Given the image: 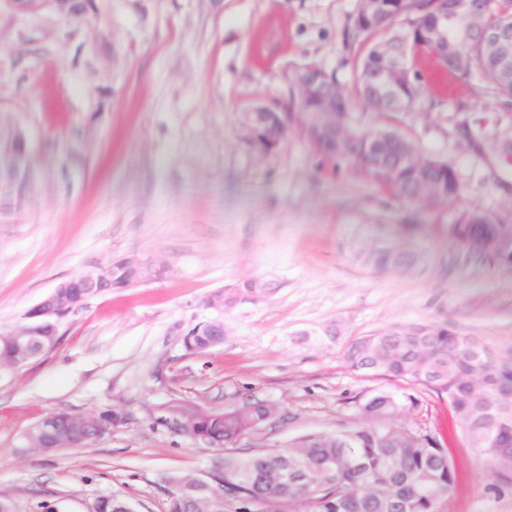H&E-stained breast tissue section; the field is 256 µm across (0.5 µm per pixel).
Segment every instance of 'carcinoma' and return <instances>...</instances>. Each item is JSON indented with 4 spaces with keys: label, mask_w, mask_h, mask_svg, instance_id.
<instances>
[{
    "label": "carcinoma",
    "mask_w": 512,
    "mask_h": 512,
    "mask_svg": "<svg viewBox=\"0 0 512 512\" xmlns=\"http://www.w3.org/2000/svg\"><path fill=\"white\" fill-rule=\"evenodd\" d=\"M392 4L372 13L357 4L349 20V34L359 40L365 51L356 66L355 94L374 111L396 119L420 97L421 85L414 61L436 58L440 74L464 80L473 73L485 79L498 95L512 99V35L508 41L491 44L482 33L497 29L505 17H512V0H471L479 13L480 26L463 37L448 31L436 38L432 32L440 23L439 13L457 9L458 0H384ZM404 19L411 25L410 40L405 42L406 76L390 91H382L373 75L398 66L389 53L401 42L395 24ZM326 92L336 96V127L348 132L343 142L331 144L328 134L318 129L315 113L323 111L314 97L298 104L288 113L314 148L329 158L335 167L362 173L378 187L408 202L434 207L460 195V184L453 167L440 159L420 165L416 146L397 129L359 127L349 121L348 101L332 75L326 76ZM506 231L494 218L477 210H463L448 225V234L490 258L482 249L484 239ZM402 253L383 251L373 257L374 265L397 266L406 262ZM263 288L224 290V307L231 308L248 298L259 296ZM224 341L222 336H185L183 345L190 354L205 352ZM351 370H374L380 374L423 386L448 397L468 445L497 469L512 470V363L500 360L490 346L461 336L448 323H411L389 327L365 338L356 339L345 350ZM270 404L254 402L242 411H201L197 428L217 446L234 442L255 426ZM405 404L394 395L380 393L362 406L367 421L352 430L307 434L288 444V453L280 450L246 453L231 448L224 454V469H209L196 474L199 481L224 493L223 502L209 496L188 502L181 490L184 475L166 473L158 489L163 512H227V505L248 503L260 494L277 512H298L306 505L310 512H390L387 498L403 499L406 512H432L437 486L448 485V449L433 436L406 429L397 424ZM59 429L71 434L78 444H91L90 433H70L71 415L57 412ZM305 469L316 477L327 471L329 477L314 484L295 482L290 473ZM432 481L416 482L422 471ZM361 483L372 486L378 497L357 498L350 494Z\"/></svg>",
    "instance_id": "obj_1"
}]
</instances>
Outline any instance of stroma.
<instances>
[{"label":"stroma","mask_w":512,"mask_h":512,"mask_svg":"<svg viewBox=\"0 0 512 512\" xmlns=\"http://www.w3.org/2000/svg\"><path fill=\"white\" fill-rule=\"evenodd\" d=\"M88 19L0 7V124L25 132L34 172L21 203L0 210V330L94 262L135 254L160 275L90 298L56 348L0 374V498L16 512L65 501L88 512L116 493L160 512L164 473L209 469L211 453L158 424L162 406H274L245 438L252 451L350 430L382 392L413 395L399 422L449 451L456 484L434 512H512V472L470 448L446 395L349 369L353 339L390 326L445 322L512 350V264L489 263L448 235L460 208L512 222V100L471 75L455 94L427 81L395 122L421 153L448 161L460 203L398 200L332 164L299 128L259 151L246 113L290 106L283 76L315 64L351 96L350 118L386 117L354 98L363 52L348 34L357 0H94ZM480 133L479 147L459 134ZM381 250L406 264L378 268ZM260 280L252 300L219 311L221 288ZM224 321L221 345L184 349V334ZM128 414L110 437L46 457L22 450L44 415Z\"/></svg>","instance_id":"stroma-1"}]
</instances>
